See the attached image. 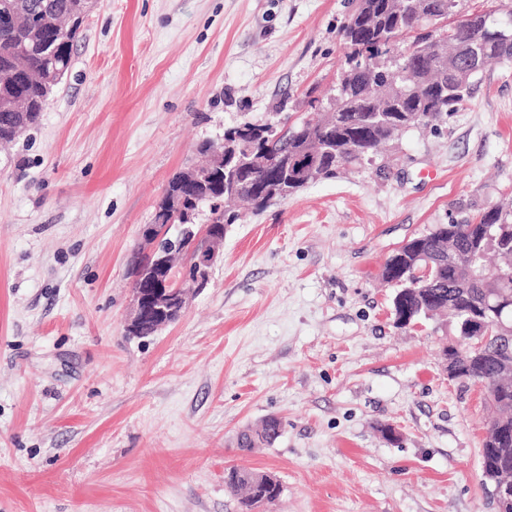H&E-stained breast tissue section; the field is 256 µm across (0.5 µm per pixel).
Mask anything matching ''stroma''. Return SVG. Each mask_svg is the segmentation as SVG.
Returning a JSON list of instances; mask_svg holds the SVG:
<instances>
[{"mask_svg": "<svg viewBox=\"0 0 512 512\" xmlns=\"http://www.w3.org/2000/svg\"><path fill=\"white\" fill-rule=\"evenodd\" d=\"M351 0H99L37 125L0 147V512H495L486 389L449 378L455 321L393 325L385 261L512 206V64L439 130L263 211L239 208L206 288L125 334L133 252L170 177L242 120L322 111ZM281 423L242 452L240 433ZM396 436L387 439L385 428ZM270 480V483L256 492L249 486V474L246 472V468L231 467L224 474V483L229 491H245V496L241 501V512H252L253 509L263 504V499L272 502L279 496L281 491L279 483L271 476Z\"/></svg>", "mask_w": 512, "mask_h": 512, "instance_id": "stroma-1", "label": "stroma"}]
</instances>
